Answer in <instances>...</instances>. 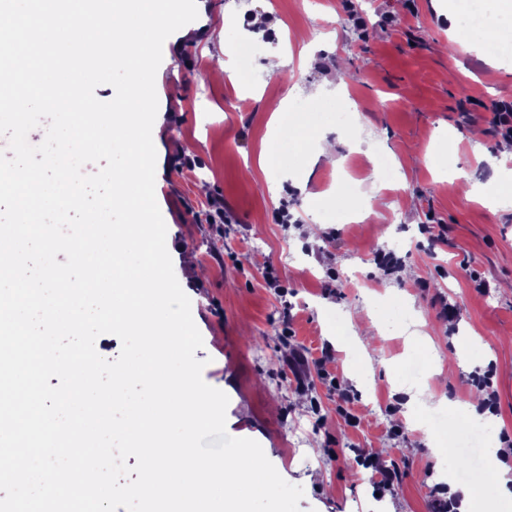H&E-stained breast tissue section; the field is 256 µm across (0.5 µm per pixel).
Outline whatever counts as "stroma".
I'll use <instances>...</instances> for the list:
<instances>
[{"label":"stroma","instance_id":"35a3bbf8","mask_svg":"<svg viewBox=\"0 0 512 512\" xmlns=\"http://www.w3.org/2000/svg\"><path fill=\"white\" fill-rule=\"evenodd\" d=\"M196 38L173 33L163 45L155 87L156 200L173 248L175 276L203 338V380L229 398L226 431L262 446L278 473L301 486L300 512H432L431 493L449 482L408 406V389L427 386L453 401L481 404L472 382L495 370L488 445L496 470L512 434V199L490 206L456 192L457 173L500 192L512 159L489 164L500 139L491 106L512 101V12L481 0L500 19V53L463 42L449 15L462 0H203ZM262 13L264 27L250 24ZM400 18L390 27L386 15ZM248 40L252 57L233 79L212 80L216 55ZM291 49L285 78L263 80L267 55ZM290 111L289 123L275 106ZM336 140L341 169L327 166L315 137ZM292 166L262 164L266 148ZM398 182L371 176L376 153ZM454 163H447V154ZM382 204L363 220L338 203L343 181ZM232 212L213 223L216 202ZM384 250L399 260L383 274ZM459 316L445 324L442 301ZM291 311L290 334L281 318ZM421 314L431 349L411 343ZM331 345L337 383L358 395L359 427L336 412L317 372L298 380L288 360H313ZM430 354L452 374L422 381L403 358ZM372 449L399 479L376 495L360 462Z\"/></svg>","mask_w":512,"mask_h":512}]
</instances>
